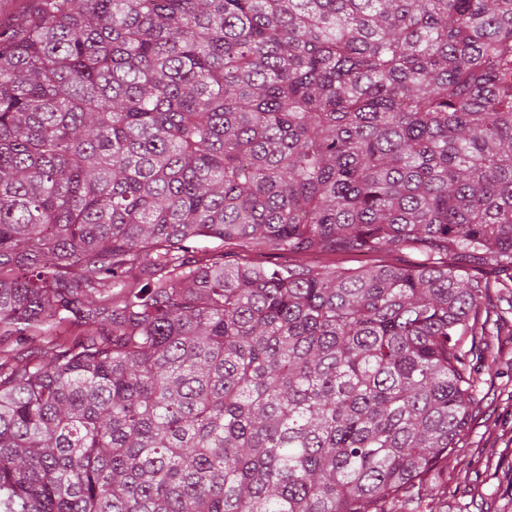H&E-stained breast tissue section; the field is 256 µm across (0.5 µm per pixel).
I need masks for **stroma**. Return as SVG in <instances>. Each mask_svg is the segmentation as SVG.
Masks as SVG:
<instances>
[{"label":"stroma","instance_id":"obj_1","mask_svg":"<svg viewBox=\"0 0 512 512\" xmlns=\"http://www.w3.org/2000/svg\"><path fill=\"white\" fill-rule=\"evenodd\" d=\"M495 364L479 368L480 404L463 448L430 475L410 512H512V336L493 337Z\"/></svg>","mask_w":512,"mask_h":512}]
</instances>
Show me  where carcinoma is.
Here are the masks:
<instances>
[{"mask_svg": "<svg viewBox=\"0 0 512 512\" xmlns=\"http://www.w3.org/2000/svg\"><path fill=\"white\" fill-rule=\"evenodd\" d=\"M496 288L512 0H36L0 31V326L82 329L0 352V512H407ZM3 331L4 329H2V336L0 335L1 347L13 350V353L19 357H40L50 347L47 338L44 341L36 339L34 343L29 341L19 342L17 336L9 335L8 332Z\"/></svg>", "mask_w": 512, "mask_h": 512, "instance_id": "obj_1", "label": "carcinoma"}]
</instances>
